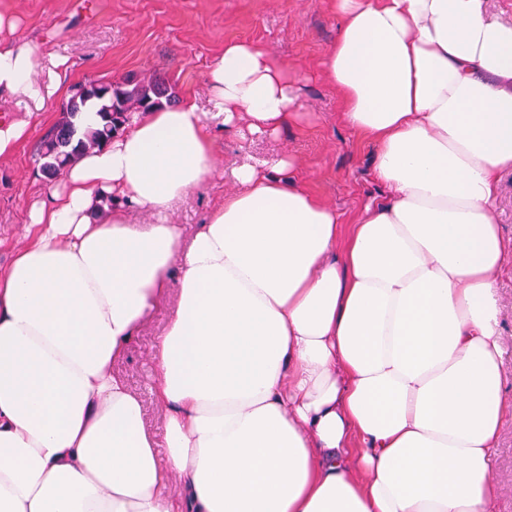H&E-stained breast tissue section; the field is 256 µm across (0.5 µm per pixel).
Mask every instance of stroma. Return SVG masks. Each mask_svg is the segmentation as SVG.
Returning <instances> with one entry per match:
<instances>
[{
	"label": "stroma",
	"mask_w": 512,
	"mask_h": 512,
	"mask_svg": "<svg viewBox=\"0 0 512 512\" xmlns=\"http://www.w3.org/2000/svg\"><path fill=\"white\" fill-rule=\"evenodd\" d=\"M0 15L14 22L13 28L0 30V39L20 40L40 56L63 59L67 88L154 75L176 97L190 95L202 104L207 71L225 43H256L275 61L287 63L298 89L297 118L272 137L224 139L210 181L175 207L174 223H203L213 203L233 188L224 178L225 166L247 157H291V177L334 206L346 224L388 196L374 177L370 145L344 122L336 90L323 71L338 28L330 0H0ZM61 106L54 100L44 111L31 113L28 138L0 159V272L23 243L21 226L30 206L46 197L49 183L37 149L58 121ZM496 209L505 247L498 281L504 417L492 476L498 488L495 512H512V171L500 177ZM168 315V306L157 308L121 366L142 400L162 455L167 452L165 424L149 392V358Z\"/></svg>",
	"instance_id": "obj_1"
}]
</instances>
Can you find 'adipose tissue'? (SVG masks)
<instances>
[{
	"label": "adipose tissue",
	"mask_w": 512,
	"mask_h": 512,
	"mask_svg": "<svg viewBox=\"0 0 512 512\" xmlns=\"http://www.w3.org/2000/svg\"><path fill=\"white\" fill-rule=\"evenodd\" d=\"M332 5L326 72L390 198L342 225L282 157L231 169L192 234L172 222L219 135L296 115L287 65L248 42L211 63L206 106L135 114L78 158L0 273V512H494L512 21L487 0ZM60 65L0 42V94L42 109ZM168 298L163 462L116 367Z\"/></svg>",
	"instance_id": "1"
}]
</instances>
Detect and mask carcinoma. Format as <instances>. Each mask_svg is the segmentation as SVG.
<instances>
[{"label": "carcinoma", "instance_id": "1", "mask_svg": "<svg viewBox=\"0 0 512 512\" xmlns=\"http://www.w3.org/2000/svg\"><path fill=\"white\" fill-rule=\"evenodd\" d=\"M164 102H175V95L157 77L131 76L116 84L89 82L74 86L58 122L41 143L42 174L49 181L58 179L81 155L111 140L134 113L160 107ZM89 106L96 108L101 123L80 133L77 119Z\"/></svg>", "mask_w": 512, "mask_h": 512}]
</instances>
